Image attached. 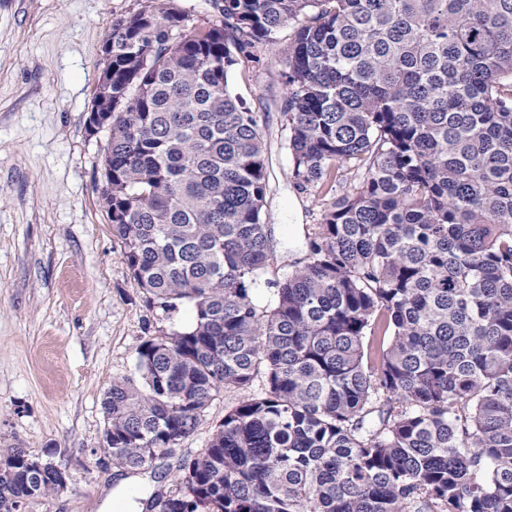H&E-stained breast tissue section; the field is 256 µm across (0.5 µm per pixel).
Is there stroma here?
<instances>
[{
    "label": "stroma",
    "instance_id": "1",
    "mask_svg": "<svg viewBox=\"0 0 512 512\" xmlns=\"http://www.w3.org/2000/svg\"><path fill=\"white\" fill-rule=\"evenodd\" d=\"M139 0H0V446L36 456L54 450L66 487L27 500L22 512H142L158 482L148 470L109 462L105 392L135 375L137 349L149 337L187 326L190 308L150 307L130 276L101 206L105 133L88 117L102 70L105 28ZM281 29L256 58L241 59L232 91L261 119L269 191L267 222L274 258L267 279L303 262L306 235L336 192L300 188L281 114ZM241 398L220 392L197 430L165 463L206 448L224 411Z\"/></svg>",
    "mask_w": 512,
    "mask_h": 512
}]
</instances>
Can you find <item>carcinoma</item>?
Returning <instances> with one entry per match:
<instances>
[{
	"label": "carcinoma",
	"mask_w": 512,
	"mask_h": 512,
	"mask_svg": "<svg viewBox=\"0 0 512 512\" xmlns=\"http://www.w3.org/2000/svg\"><path fill=\"white\" fill-rule=\"evenodd\" d=\"M145 0L106 26L101 192L147 302L103 399L131 471L243 394L146 512H512V0ZM296 27L282 115L302 188L358 182L255 295L272 254L240 58ZM0 448V512L64 488Z\"/></svg>",
	"instance_id": "obj_1"
}]
</instances>
